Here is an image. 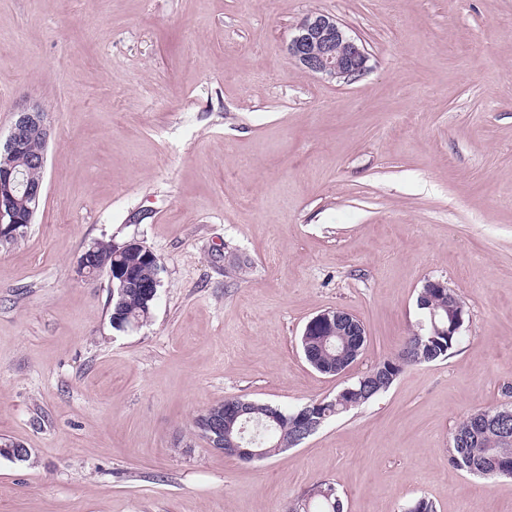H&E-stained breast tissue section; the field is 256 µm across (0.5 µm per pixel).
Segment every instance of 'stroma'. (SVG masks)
<instances>
[{
  "mask_svg": "<svg viewBox=\"0 0 512 512\" xmlns=\"http://www.w3.org/2000/svg\"><path fill=\"white\" fill-rule=\"evenodd\" d=\"M326 12L368 71L287 52ZM41 106L35 222L0 249V512H286L326 480L344 512H512V478L449 460L467 413L512 401V0H0V140ZM135 238L151 320L110 321L76 260ZM440 280L467 310L447 358L404 367L297 447L246 462L194 420L228 398L298 409L393 356ZM343 309V373L300 336ZM323 321L327 323L336 324V336H328L331 333V328L320 327L312 336H304L305 329L300 337V348L305 357V350L311 353L315 364L318 368L325 371L336 369V364L339 357L336 356L340 352H347L356 346L358 336L361 342L358 347V354L353 356L349 361H354L360 354L363 346L366 344V331L362 322L353 316L351 313L336 309L325 310L315 316L310 322ZM306 358V357H305Z\"/></svg>",
  "mask_w": 512,
  "mask_h": 512,
  "instance_id": "stroma-1",
  "label": "stroma"
}]
</instances>
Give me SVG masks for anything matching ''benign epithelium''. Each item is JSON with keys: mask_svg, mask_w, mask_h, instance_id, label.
Wrapping results in <instances>:
<instances>
[{"mask_svg": "<svg viewBox=\"0 0 512 512\" xmlns=\"http://www.w3.org/2000/svg\"><path fill=\"white\" fill-rule=\"evenodd\" d=\"M288 54L305 71L321 74L330 79L349 80L368 70L369 56L364 46L351 37L336 19L328 13H314L304 17L295 27L287 44ZM51 126L47 114L32 104L19 109L4 144L0 145V240L22 234L21 225L28 224L31 217L25 215L20 199L16 195L18 186H23V199L36 205L43 196V183L18 181L14 173L15 158L23 155L31 141L36 138L49 140ZM76 274L84 280L97 277L96 263L87 252L77 261ZM448 313L453 320L452 332H457L463 323L465 307L454 295L448 296ZM316 321L336 324L338 336H364L362 322L351 313L336 309L325 310L314 317ZM243 414L241 405L228 400L225 410H207L202 414V429L209 445L217 450L228 446L236 454L247 459L263 457L258 448H244L240 443L226 444L224 440V416L238 417ZM30 450L16 442L0 443V457L23 462L29 458Z\"/></svg>", "mask_w": 512, "mask_h": 512, "instance_id": "obj_1", "label": "benign epithelium"}]
</instances>
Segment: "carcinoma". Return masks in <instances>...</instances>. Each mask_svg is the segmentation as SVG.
Returning a JSON list of instances; mask_svg holds the SVG:
<instances>
[{
  "label": "carcinoma",
  "mask_w": 512,
  "mask_h": 512,
  "mask_svg": "<svg viewBox=\"0 0 512 512\" xmlns=\"http://www.w3.org/2000/svg\"><path fill=\"white\" fill-rule=\"evenodd\" d=\"M96 259L109 262L116 253V243L97 241L88 246ZM121 263L139 271L144 278H157L161 265L158 258L143 260L142 251L129 248L119 256ZM156 300H146L133 288L119 294V281H113L110 303V321L116 330L125 331L134 325L147 323L153 314ZM436 317L430 318L429 309L420 310L422 321L415 332L409 334L399 352L378 361L365 382L350 384L352 391L337 393L332 399L314 400L307 404L323 422L364 405L394 383L389 374H400L404 367L430 363L447 357L458 342V337L448 336L441 330L448 327V294L432 293ZM366 337L331 335V328L320 327L310 336L300 337V348L311 353L318 368L336 369L338 353L353 347L365 346ZM504 407L483 410L494 419L488 426L475 428L470 417H465L451 435L449 460L455 466L475 475L496 477L502 470L512 472V417L503 415ZM297 411H284L269 404L248 402V413L224 423V435L232 440L250 441V447L266 450L272 456L286 448L296 432L288 429V420ZM301 500L306 508L301 512H343V503L336 487L327 481L315 484Z\"/></svg>",
  "instance_id": "1"
}]
</instances>
